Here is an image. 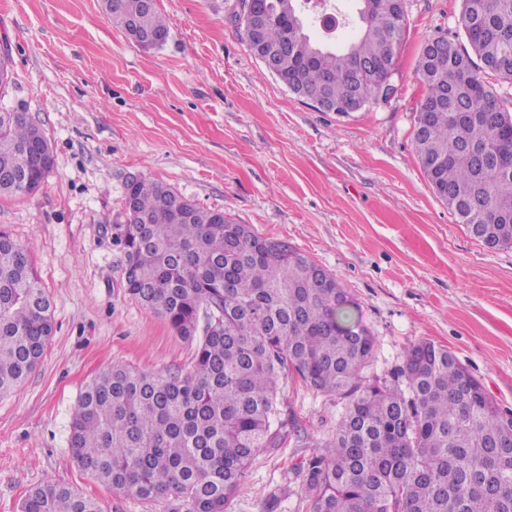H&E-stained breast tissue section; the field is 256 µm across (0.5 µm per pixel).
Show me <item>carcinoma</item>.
<instances>
[{"mask_svg": "<svg viewBox=\"0 0 512 512\" xmlns=\"http://www.w3.org/2000/svg\"><path fill=\"white\" fill-rule=\"evenodd\" d=\"M357 38L331 49L306 33L303 0H266L263 44L253 20L234 15L259 60L320 112L357 99V110L395 90L405 35L398 0L363 11ZM124 34L170 35L156 3L103 0ZM467 45L446 38L448 65L419 62L425 95L414 151L433 192L479 241L512 248V173L479 157L512 160V113L486 79L512 84V0H462ZM455 110L473 118L450 125ZM52 151L25 112L0 111V195L40 190L35 157ZM135 208L112 225V243L133 266L129 297L196 343L185 372L112 365L82 388L69 448L76 464L113 491L143 500L172 496L174 512H229L249 469L274 448L279 383L294 375L340 396L344 411L327 449L302 461L310 512H512V412L502 411L448 348H405L391 378L363 381L375 341L351 325L336 277L286 241L266 238L222 210L141 178ZM204 327H198L199 318ZM51 302L31 251L0 229V395L36 369L53 334ZM20 512H103L99 501L52 482L25 494Z\"/></svg>", "mask_w": 512, "mask_h": 512, "instance_id": "cac0c4a2", "label": "carcinoma"}]
</instances>
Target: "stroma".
Wrapping results in <instances>:
<instances>
[{"instance_id": "35a3bbf8", "label": "stroma", "mask_w": 512, "mask_h": 512, "mask_svg": "<svg viewBox=\"0 0 512 512\" xmlns=\"http://www.w3.org/2000/svg\"><path fill=\"white\" fill-rule=\"evenodd\" d=\"M102 0H0L14 82L0 109L27 112L54 166L40 190L0 197V228L31 247L54 331L41 364L0 396V512L53 481L104 512H172L101 486L68 438L84 383L107 365L188 370L194 347L124 288L112 244L127 175L170 184L333 273L375 338L367 379L406 346L448 347L512 411V249H491L432 191L413 149L423 45L460 34L461 0H406L394 97L342 117L269 74L232 20L234 0H157L167 43L144 51ZM276 447L263 449L230 512H309L299 470L330 442L344 402L297 379L278 392Z\"/></svg>"}]
</instances>
